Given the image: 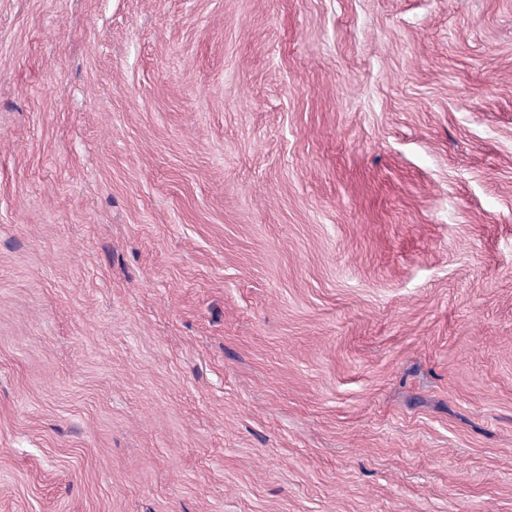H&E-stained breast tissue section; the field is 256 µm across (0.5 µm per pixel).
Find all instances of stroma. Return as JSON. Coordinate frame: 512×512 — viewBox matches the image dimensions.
<instances>
[{"label":"stroma","mask_w":512,"mask_h":512,"mask_svg":"<svg viewBox=\"0 0 512 512\" xmlns=\"http://www.w3.org/2000/svg\"><path fill=\"white\" fill-rule=\"evenodd\" d=\"M0 512H512V0H0Z\"/></svg>","instance_id":"35a3bbf8"}]
</instances>
